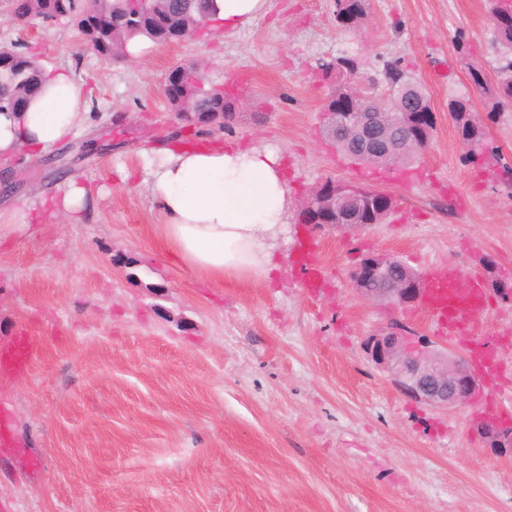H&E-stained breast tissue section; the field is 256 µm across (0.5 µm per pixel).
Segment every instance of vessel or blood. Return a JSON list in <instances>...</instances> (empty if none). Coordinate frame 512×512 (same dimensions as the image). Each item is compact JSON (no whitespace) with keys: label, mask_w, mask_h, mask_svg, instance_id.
I'll use <instances>...</instances> for the list:
<instances>
[{"label":"vessel or blood","mask_w":512,"mask_h":512,"mask_svg":"<svg viewBox=\"0 0 512 512\" xmlns=\"http://www.w3.org/2000/svg\"><path fill=\"white\" fill-rule=\"evenodd\" d=\"M297 264L303 287L309 292H317L324 283V270L315 243L301 242ZM489 300L486 283L479 275L460 277L437 270L423 278V312L439 335L466 334L474 317L486 309ZM37 349L36 341L25 331L0 344V374L25 371ZM467 362L475 376L494 390L499 389L502 380L512 376V365L500 359L496 345L489 341L473 346Z\"/></svg>","instance_id":"obj_1"}]
</instances>
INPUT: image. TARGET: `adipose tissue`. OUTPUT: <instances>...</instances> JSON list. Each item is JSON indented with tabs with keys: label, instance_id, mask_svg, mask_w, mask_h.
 Wrapping results in <instances>:
<instances>
[{
	"label": "adipose tissue",
	"instance_id": "obj_1",
	"mask_svg": "<svg viewBox=\"0 0 512 512\" xmlns=\"http://www.w3.org/2000/svg\"><path fill=\"white\" fill-rule=\"evenodd\" d=\"M87 105L69 70L52 72L27 111L0 112V168L13 169L21 151L46 152L72 135ZM156 155L148 189L164 243L207 280H269L292 208L280 153L216 142L171 144Z\"/></svg>",
	"mask_w": 512,
	"mask_h": 512
}]
</instances>
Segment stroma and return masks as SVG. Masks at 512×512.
<instances>
[{
    "mask_svg": "<svg viewBox=\"0 0 512 512\" xmlns=\"http://www.w3.org/2000/svg\"><path fill=\"white\" fill-rule=\"evenodd\" d=\"M8 11L0 0V43L72 70L91 106L52 157L16 167L23 188L0 195V220L34 223L68 178L94 195L83 219L0 242V343L24 329L38 344L24 375L0 378L20 446L0 454V512H512V454L470 426L489 390L462 409L418 402L365 349L395 320L461 357L473 338L498 337L511 360L512 301L492 297L470 334L446 340L420 304L367 303L349 278L372 253L462 276L487 256L512 275V187L463 163L448 115L450 97L471 98L512 160V112L489 115L471 76L496 80L487 0H368L356 30L337 25L331 0H271L236 32L119 63L66 23L19 27ZM341 55L358 58L365 82L401 59L426 87L436 128L413 164L363 168L322 140L335 82L311 66ZM201 60L242 103L220 140L279 151L297 203L328 176L367 183L393 198L387 221L348 234L291 214L268 283H212L184 266L158 235L146 182L151 149L174 127L164 82ZM305 237L328 273L315 295L295 264Z\"/></svg>",
    "mask_w": 512,
    "mask_h": 512,
    "instance_id": "1",
    "label": "stroma"
}]
</instances>
